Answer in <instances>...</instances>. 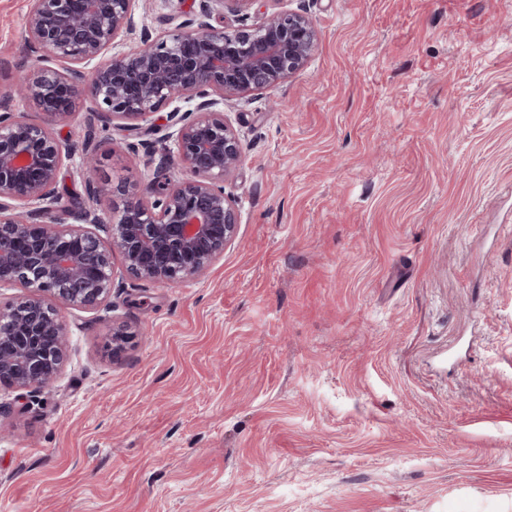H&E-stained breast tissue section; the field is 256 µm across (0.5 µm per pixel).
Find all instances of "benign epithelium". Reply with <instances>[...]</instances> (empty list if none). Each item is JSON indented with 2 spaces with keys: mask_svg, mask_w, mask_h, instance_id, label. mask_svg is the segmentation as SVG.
I'll use <instances>...</instances> for the list:
<instances>
[{
  "mask_svg": "<svg viewBox=\"0 0 512 512\" xmlns=\"http://www.w3.org/2000/svg\"><path fill=\"white\" fill-rule=\"evenodd\" d=\"M134 0H31L26 27L30 50L45 65L17 94L35 103L40 122L17 115L0 95V288L23 293L0 300V384L40 389L57 378L67 356L61 313L49 295L93 309L112 293L113 256L133 277L179 283L224 256L238 226L235 200L225 189L242 165L239 136L216 112L214 96H239L276 86L301 72L316 45L312 20L275 12L253 27L231 31L205 10L172 35L145 39L121 56L105 57L117 34L133 22ZM52 60L69 63L60 71ZM90 93L106 125L136 129L175 96L196 101L171 112L175 158L186 176L153 180L146 197L126 203L117 220L77 207L71 223L51 218L53 187L69 156L52 125Z\"/></svg>",
  "mask_w": 512,
  "mask_h": 512,
  "instance_id": "benign-epithelium-1",
  "label": "benign epithelium"
}]
</instances>
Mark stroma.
Returning <instances> with one entry per match:
<instances>
[{"label":"stroma","instance_id":"obj_1","mask_svg":"<svg viewBox=\"0 0 512 512\" xmlns=\"http://www.w3.org/2000/svg\"><path fill=\"white\" fill-rule=\"evenodd\" d=\"M202 3L135 0L111 54ZM27 10L0 0V94L38 66ZM274 11L317 44L218 106L234 244L175 284L114 256L104 306H61L58 378L0 385V512H512V0H249L224 24ZM189 107L128 132L82 96L58 215L94 180L125 187L98 206L118 217Z\"/></svg>","mask_w":512,"mask_h":512}]
</instances>
